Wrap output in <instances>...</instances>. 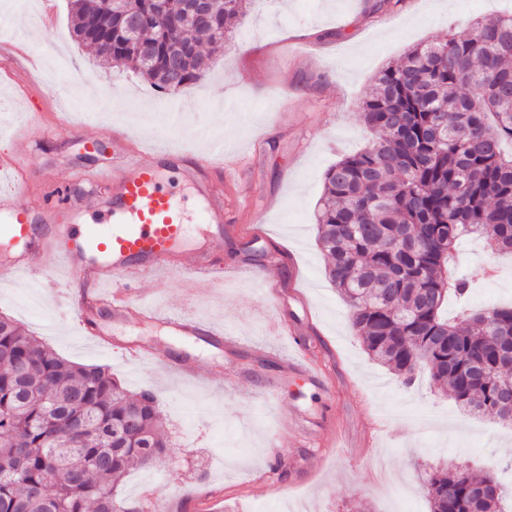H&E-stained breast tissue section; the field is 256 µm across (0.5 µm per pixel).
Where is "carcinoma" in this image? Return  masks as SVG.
Here are the masks:
<instances>
[{
    "instance_id": "obj_1",
    "label": "carcinoma",
    "mask_w": 512,
    "mask_h": 512,
    "mask_svg": "<svg viewBox=\"0 0 512 512\" xmlns=\"http://www.w3.org/2000/svg\"><path fill=\"white\" fill-rule=\"evenodd\" d=\"M250 0H216L211 29L182 28L155 15L152 0H126L142 17L137 45L107 30L82 37L86 17L106 0H70L73 33L104 64L132 69L173 91L164 68L178 43L228 41ZM214 51L183 63L181 87L196 83ZM359 117L371 143L324 174L315 219L331 285L350 305L367 355L412 383L426 371L456 403L512 423V306L443 318L448 295L465 297L457 243L473 231L512 247V14L419 44L373 79ZM155 394L135 395L100 365L60 358L0 314V512H120L129 467L167 456ZM493 484L495 500L477 487ZM430 512H506L496 473L467 468L427 479Z\"/></svg>"
}]
</instances>
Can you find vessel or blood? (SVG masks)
Returning <instances> with one entry per match:
<instances>
[{
	"instance_id": "obj_1",
	"label": "vessel or blood",
	"mask_w": 512,
	"mask_h": 512,
	"mask_svg": "<svg viewBox=\"0 0 512 512\" xmlns=\"http://www.w3.org/2000/svg\"><path fill=\"white\" fill-rule=\"evenodd\" d=\"M173 154L137 151L115 166H97L81 176L83 190L48 182L40 199L25 207L28 159L16 151L0 158V173L13 185L0 192V282L21 284L49 276L47 294L58 309L75 314L84 335L101 348L110 342L97 324L108 307L112 319L138 315L174 336H197L202 321L177 309L151 306L139 289L146 279L162 283L173 275L193 282L223 281V265L211 250L224 236V199L207 180L224 169V147L210 146L183 172L203 203V231L183 215L163 174Z\"/></svg>"
}]
</instances>
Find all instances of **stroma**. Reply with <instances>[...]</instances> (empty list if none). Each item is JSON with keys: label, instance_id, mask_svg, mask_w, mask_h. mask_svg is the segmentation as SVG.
Segmentation results:
<instances>
[{"label": "stroma", "instance_id": "stroma-1", "mask_svg": "<svg viewBox=\"0 0 512 512\" xmlns=\"http://www.w3.org/2000/svg\"><path fill=\"white\" fill-rule=\"evenodd\" d=\"M54 18L0 0V25L22 43L13 77L0 76V122L20 123L31 156V195L44 173L76 184L89 166L112 162V134L131 130L142 147L165 133L175 151L224 143V239L213 252L227 263L224 285L173 277L140 285L161 308H186L234 333L167 336L154 324L101 318L112 348L88 343L61 319L43 291L0 286V312L24 325L64 359L105 366L128 392L156 395L169 445L165 462L132 467L121 492L152 512L155 492L197 512H430L427 474L468 463L475 475L512 466V425L467 413L421 374L412 384L371 360L354 335L349 306L325 274L315 211L323 176L365 146L358 115L374 73L413 45L506 13L512 0H252L233 39L204 78L161 93L136 73L103 65L72 36L68 0ZM184 110L171 129L169 106ZM65 110L76 130L67 140L40 135L43 118ZM207 127L209 140L195 130ZM478 279L473 309L512 304V259L487 239L469 240L455 257ZM280 320L295 338L274 335ZM161 346L194 358L202 382H187L150 362L131 366L120 346ZM306 359L311 376H289ZM282 463L283 477L270 472Z\"/></svg>", "mask_w": 512, "mask_h": 512}]
</instances>
